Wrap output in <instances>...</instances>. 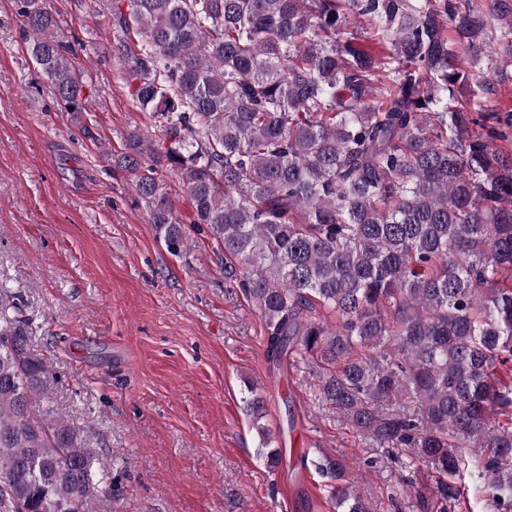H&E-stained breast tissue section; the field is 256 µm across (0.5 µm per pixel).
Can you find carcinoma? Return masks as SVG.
I'll return each mask as SVG.
<instances>
[{
	"mask_svg": "<svg viewBox=\"0 0 512 512\" xmlns=\"http://www.w3.org/2000/svg\"><path fill=\"white\" fill-rule=\"evenodd\" d=\"M97 2L130 99L163 132L149 147L129 135L118 166L168 250L184 231L165 171L241 265L225 278L264 319L267 361H314L319 397L353 430L434 465L418 512H466L470 483L512 512V155L481 103L456 97L487 90L475 71L493 64L491 19L472 0ZM495 5L511 57L512 0ZM18 6L36 65L85 111L52 13ZM32 334L0 286V512H92L89 449L33 410L55 377ZM248 392L274 469L264 399ZM312 465L336 509L371 512L344 462Z\"/></svg>",
	"mask_w": 512,
	"mask_h": 512,
	"instance_id": "1",
	"label": "carcinoma"
}]
</instances>
